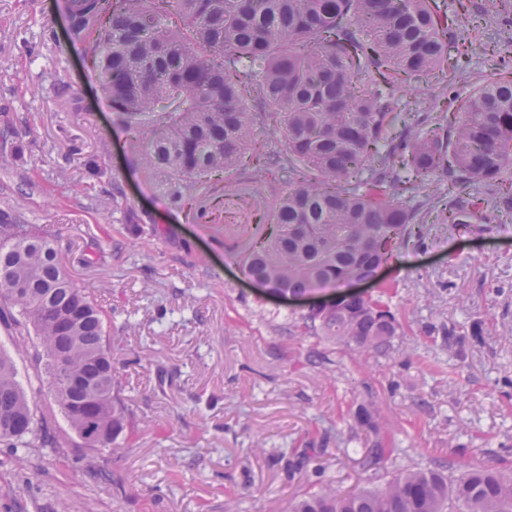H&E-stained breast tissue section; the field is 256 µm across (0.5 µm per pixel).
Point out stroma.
<instances>
[{
  "label": "stroma",
  "mask_w": 512,
  "mask_h": 512,
  "mask_svg": "<svg viewBox=\"0 0 512 512\" xmlns=\"http://www.w3.org/2000/svg\"><path fill=\"white\" fill-rule=\"evenodd\" d=\"M445 2L467 50L437 77L403 87V102L424 116L444 108L443 89L467 96L512 57V27L495 0ZM64 86L80 91L83 111L66 106ZM6 126L24 155L0 169V207H19L35 233L57 242L74 281L111 308L129 426L114 447L89 448L52 401H40L62 449L47 460L38 448L0 447V512H280L318 478L350 492L441 460L512 465V209L454 229L425 215V239L402 246L379 274L406 333L392 356L364 358L338 343L290 340L297 302L242 275L255 216L274 202L263 177L217 185L221 218L193 219L129 166L60 0H0ZM93 163L100 178L87 175ZM116 182L152 217L140 235L126 232L112 204ZM311 350L327 366L306 364ZM369 401L382 404L398 448L383 459L368 455L366 437L350 436ZM312 440L323 443L318 457L295 469L277 462L280 446ZM90 457L111 481L88 479Z\"/></svg>",
  "instance_id": "obj_1"
}]
</instances>
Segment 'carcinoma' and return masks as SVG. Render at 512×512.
Listing matches in <instances>:
<instances>
[{
    "instance_id": "carcinoma-1",
    "label": "carcinoma",
    "mask_w": 512,
    "mask_h": 512,
    "mask_svg": "<svg viewBox=\"0 0 512 512\" xmlns=\"http://www.w3.org/2000/svg\"><path fill=\"white\" fill-rule=\"evenodd\" d=\"M441 0H64L70 39L101 80L131 162L149 181L168 179L188 212L214 200L217 182L255 165L276 191L240 253L244 275L285 295L371 280L420 223L409 200L436 178L482 192L445 206L450 224L484 219L512 191V78L473 87L456 120L440 112L421 131L396 111L399 88L448 66L458 15ZM280 137L271 143L267 129ZM132 233L152 223L130 205ZM336 293L330 307L295 320L298 335L363 355L393 349L401 324L384 296ZM0 304L18 309L15 344L44 362L29 388L0 349V444L59 448L37 415L47 394L79 439L99 430L106 448L127 428L122 380L107 334L111 315L78 287L54 241L0 208ZM62 358L85 386L53 382ZM97 418H79L89 403ZM21 419L28 430L8 421ZM352 429L369 452L394 451L378 407L363 405ZM282 512H512V469L447 462L399 470L341 492L319 483Z\"/></svg>"
}]
</instances>
